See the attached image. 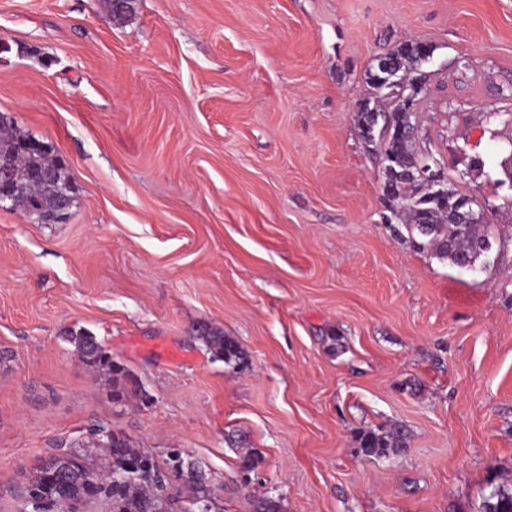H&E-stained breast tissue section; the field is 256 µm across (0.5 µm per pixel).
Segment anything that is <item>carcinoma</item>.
Masks as SVG:
<instances>
[{
  "instance_id": "carcinoma-1",
  "label": "carcinoma",
  "mask_w": 512,
  "mask_h": 512,
  "mask_svg": "<svg viewBox=\"0 0 512 512\" xmlns=\"http://www.w3.org/2000/svg\"><path fill=\"white\" fill-rule=\"evenodd\" d=\"M385 58L397 64L408 83L422 80V62L414 53V43L401 42ZM369 96L355 113L359 136L367 151L382 161V197L388 202L392 217L402 221L412 245L419 251L449 262L459 269H477L484 244L493 237L492 225L483 223V210L460 204L456 190L435 194L432 186L412 178L415 163L425 151L417 148L416 139L406 135L412 114L406 96L387 81L386 74L374 65L366 71ZM27 135L0 121V155L12 161L13 176L20 186L9 207L20 208L35 218L32 209H55L61 196L68 206L74 203L70 175L53 150L26 153L20 142ZM468 223H460L461 212ZM210 351L228 363L241 359L243 350L221 333L205 327L199 331ZM68 341L80 361L93 372L110 378L112 400L135 398L147 405L150 396L122 364L83 330H72ZM81 451L52 454L35 464L26 475L25 499L39 497L47 512H88L87 506L100 502L107 512H196L216 505V487L209 484L204 472L186 451L169 449L163 462L156 454L142 448L121 432L112 431L109 438H94ZM359 451L369 458H386L405 451L409 431L397 422L360 432ZM96 480L99 494L87 495V484ZM249 512H283L281 499L264 492L248 494ZM480 512H512V488L495 487L483 499Z\"/></svg>"
}]
</instances>
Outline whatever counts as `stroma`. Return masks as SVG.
Segmentation results:
<instances>
[{"instance_id":"35a3bbf8","label":"stroma","mask_w":512,"mask_h":512,"mask_svg":"<svg viewBox=\"0 0 512 512\" xmlns=\"http://www.w3.org/2000/svg\"><path fill=\"white\" fill-rule=\"evenodd\" d=\"M402 41L436 48L420 147L499 230L473 272L388 227L358 136ZM0 115L75 195L57 224L0 208V512L99 423L189 452L224 512H479L512 482V0H0ZM73 329L149 405L113 402ZM389 421L405 452L358 453ZM197 339L209 348L219 358L224 359V363L234 359H241L243 350L233 340L224 337L220 332H216L209 327H205L199 331ZM68 341L74 346L80 361L98 375L108 376L112 383V400L128 401L134 397L143 405L149 404L150 396L122 364L112 360V355L95 342V337L83 330H71Z\"/></svg>"}]
</instances>
